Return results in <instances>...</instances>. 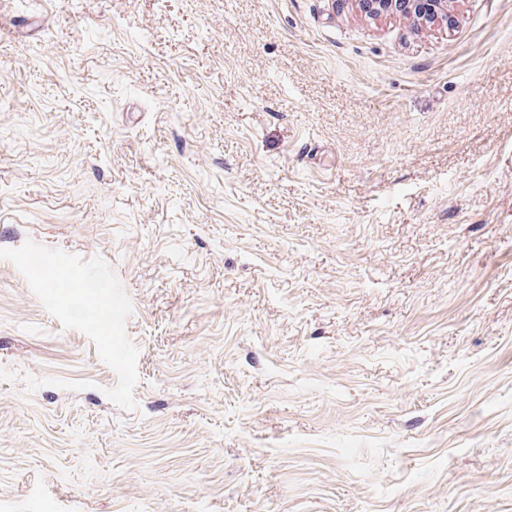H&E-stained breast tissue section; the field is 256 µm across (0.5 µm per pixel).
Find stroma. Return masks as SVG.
Instances as JSON below:
<instances>
[{"label": "stroma", "instance_id": "stroma-1", "mask_svg": "<svg viewBox=\"0 0 512 512\" xmlns=\"http://www.w3.org/2000/svg\"><path fill=\"white\" fill-rule=\"evenodd\" d=\"M448 10L0 0V512H512V0Z\"/></svg>", "mask_w": 512, "mask_h": 512}]
</instances>
